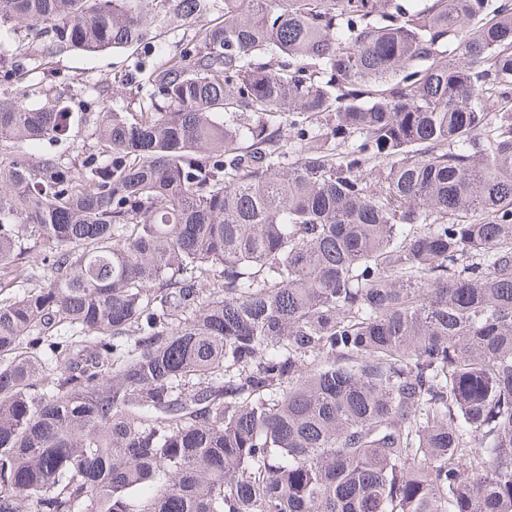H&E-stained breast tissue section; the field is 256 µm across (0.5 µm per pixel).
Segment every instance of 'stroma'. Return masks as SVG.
Here are the masks:
<instances>
[{"mask_svg": "<svg viewBox=\"0 0 512 512\" xmlns=\"http://www.w3.org/2000/svg\"><path fill=\"white\" fill-rule=\"evenodd\" d=\"M181 38V33L174 32L148 47L96 54L70 50L37 56L30 67L15 77V89L31 107L41 106L47 98H55L72 112L73 122L67 141H42L28 148V155L56 153L73 164H80L93 146L98 113L106 107L119 109L126 104L123 88L112 82L114 73L135 64H159Z\"/></svg>", "mask_w": 512, "mask_h": 512, "instance_id": "35a3bbf8", "label": "stroma"}]
</instances>
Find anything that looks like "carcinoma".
I'll use <instances>...</instances> for the list:
<instances>
[{
  "label": "carcinoma",
  "mask_w": 512,
  "mask_h": 512,
  "mask_svg": "<svg viewBox=\"0 0 512 512\" xmlns=\"http://www.w3.org/2000/svg\"><path fill=\"white\" fill-rule=\"evenodd\" d=\"M171 25L0 160V512H512V0H0Z\"/></svg>",
  "instance_id": "obj_1"
}]
</instances>
